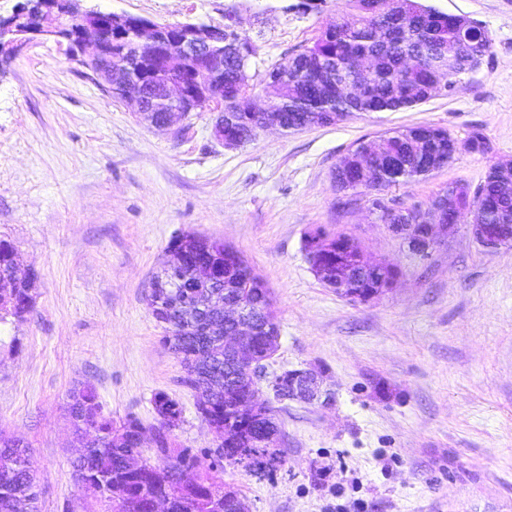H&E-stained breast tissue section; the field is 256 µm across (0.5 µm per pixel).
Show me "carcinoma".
Here are the masks:
<instances>
[{
  "label": "carcinoma",
  "mask_w": 512,
  "mask_h": 512,
  "mask_svg": "<svg viewBox=\"0 0 512 512\" xmlns=\"http://www.w3.org/2000/svg\"><path fill=\"white\" fill-rule=\"evenodd\" d=\"M350 10L333 27L325 30L312 45L288 59L286 69L273 68L267 75L265 89L282 97L278 111L281 123L301 127L312 115L322 125H333L339 115L353 112H386L412 107L431 98L430 89L438 74L439 61L448 58L447 81L454 83L464 74L462 66L469 59L489 52L490 39L473 34L461 35L448 14L426 6L420 0H406L392 11H382L386 0H349ZM417 66L406 65L408 57ZM137 57V47L129 36L112 45V61L128 62ZM371 57L376 67L367 83L368 95L360 101L341 97L337 84L359 79L356 60ZM240 70V58H224V111L236 112L239 99L248 93L249 84ZM261 107L250 117L241 114L225 125L224 133L251 141L258 125ZM382 151L367 160L355 148L341 160L336 171L343 175L341 190L361 192L358 183L361 168L375 167L378 191L407 184L431 174L432 158L445 154L450 147L448 131L430 125L395 130L379 136ZM462 147L485 152L489 145L479 130L471 132ZM445 196L469 198L480 212L481 223L495 230L512 228V179L487 173L475 188L466 183L448 185ZM318 245L332 254L331 271L353 273L359 269L355 247L336 250V242L305 240L304 248ZM168 259L156 275L155 288L148 296V306L164 324L162 344L180 360L184 375L182 386L196 395V409L202 422L214 430L220 442L213 448H184L173 430L179 425L182 408L165 392L152 399L158 416L153 429V450L157 461L143 456V424L128 416L118 426L101 415L96 390L85 385L70 391L68 414L82 452L71 461L73 474L87 496L101 506L99 512H155L156 505L168 501L172 512H248L239 490L224 483V464H242L253 471H263L280 460L277 441L283 432L274 410L267 406L260 413L248 404V394L265 376L267 361L277 349L278 325L268 288L257 279L247 262L233 248H210L195 235L174 238L167 247ZM17 257L11 242L0 239V312L21 317L32 306L27 282H5L3 274ZM208 261L220 268L222 288L183 289L167 287L166 272L174 268L190 277L195 266ZM190 299L189 316H166L161 306L174 300ZM240 299L259 310L262 323L246 339L252 369L235 366V356L224 351L219 336L199 333L201 323H215L227 330L221 306ZM29 449L19 440L0 433V512H39L36 478L29 466ZM183 468L188 477L174 484L171 465Z\"/></svg>",
  "instance_id": "cac0c4a2"
}]
</instances>
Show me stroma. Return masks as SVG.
<instances>
[{
    "label": "stroma",
    "instance_id": "1",
    "mask_svg": "<svg viewBox=\"0 0 512 512\" xmlns=\"http://www.w3.org/2000/svg\"><path fill=\"white\" fill-rule=\"evenodd\" d=\"M81 0L160 23L220 26L237 10L256 51L249 83L312 42L348 0ZM487 31L491 48L451 90L417 106L357 112L331 126L258 131L228 149L210 111L168 131L37 43L0 63V238L35 271L33 306L0 321V429L29 447L42 512H89L70 467L79 449L68 393L88 384L101 412L157 423L156 392L177 399L174 435L208 448L193 391L164 347L146 295L179 233L234 247L269 288L279 324L269 369L325 372V404L289 402L278 418L285 463L254 476L225 466L250 512H512V246L489 250L468 224L427 257L382 224L368 196L340 192L334 173L356 143L432 125L489 149L387 189V204L427 210L449 183L477 186L512 165V0H425ZM344 234L364 259L398 271L391 288L352 302L315 276L305 235Z\"/></svg>",
    "mask_w": 512,
    "mask_h": 512
}]
</instances>
